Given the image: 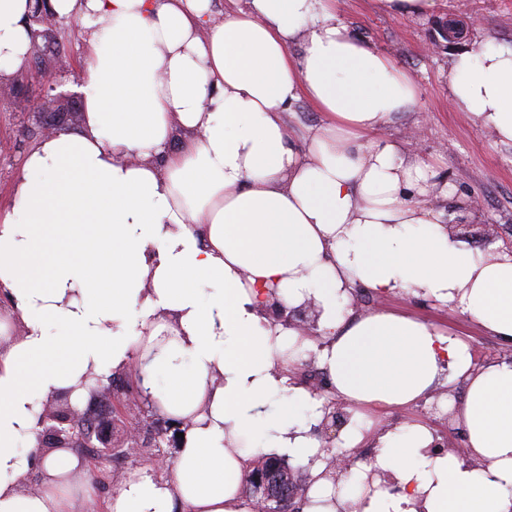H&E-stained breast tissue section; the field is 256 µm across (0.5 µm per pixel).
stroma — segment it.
Masks as SVG:
<instances>
[{
  "instance_id": "obj_1",
  "label": "stroma",
  "mask_w": 512,
  "mask_h": 512,
  "mask_svg": "<svg viewBox=\"0 0 512 512\" xmlns=\"http://www.w3.org/2000/svg\"><path fill=\"white\" fill-rule=\"evenodd\" d=\"M344 21L362 39L389 55L421 85L420 147L426 158H441L445 172L459 193L476 197V210L457 213L453 223L468 224L474 234L472 249L483 248L484 225L512 231V146L495 144L488 132L467 113L448 102V62L491 41L512 46V0H441L431 14L402 19L379 12L372 0H340ZM451 17L468 21L461 40L447 48H432L437 20ZM58 40L67 57L64 68L38 73L34 63L9 80L0 81V209L13 205V185L22 157L42 138L43 115L35 110L48 90L67 93L79 79L86 62L84 38L72 19L55 22ZM359 310L378 308L413 316L449 329L470 348L475 362L505 360L512 343L488 335L475 321L460 312L410 294L381 297L367 288L358 289ZM461 398L460 385L439 386L431 399L413 407L368 408L364 414L372 432L398 431L409 421L426 424L432 431L443 426L446 406Z\"/></svg>"
}]
</instances>
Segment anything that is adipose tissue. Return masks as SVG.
I'll list each match as a JSON object with an SVG mask.
<instances>
[{
	"instance_id": "adipose-tissue-1",
	"label": "adipose tissue",
	"mask_w": 512,
	"mask_h": 512,
	"mask_svg": "<svg viewBox=\"0 0 512 512\" xmlns=\"http://www.w3.org/2000/svg\"><path fill=\"white\" fill-rule=\"evenodd\" d=\"M31 6L0 0V78L29 57ZM48 9L86 37L83 111L79 130L23 157L0 211V512H76L77 473L93 496L97 476L70 449L32 462L37 414L132 369L183 437L164 474L124 478L108 512H253L238 490L270 450L306 466L302 512H512V362L474 366L452 332L347 306L359 286L412 293L512 340V253L449 233L437 200L454 185L386 133L418 112L416 80L344 24L338 0ZM448 99L512 145V47L453 57ZM301 100L319 124H291ZM310 299L316 340L271 313ZM306 358L354 407L417 403L449 373L483 469L429 453L430 430L407 423L375 437L371 466L396 490L336 488L312 432L324 399L289 374Z\"/></svg>"
}]
</instances>
